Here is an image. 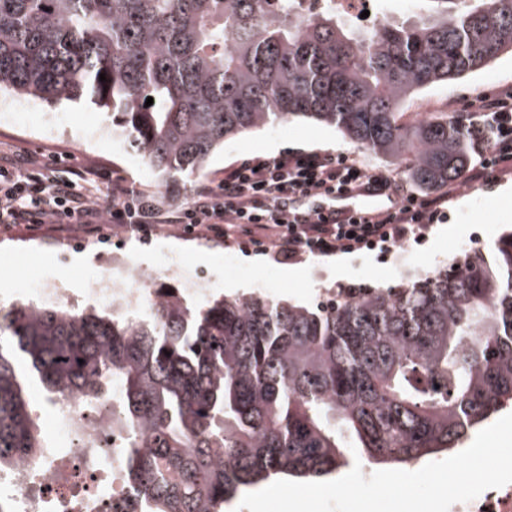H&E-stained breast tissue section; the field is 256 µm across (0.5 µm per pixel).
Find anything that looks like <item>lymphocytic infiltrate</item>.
Masks as SVG:
<instances>
[{
    "label": "lymphocytic infiltrate",
    "instance_id": "lymphocytic-infiltrate-1",
    "mask_svg": "<svg viewBox=\"0 0 512 512\" xmlns=\"http://www.w3.org/2000/svg\"><path fill=\"white\" fill-rule=\"evenodd\" d=\"M475 160L468 184L489 182L512 165V89L482 98L474 121ZM397 196L389 210L360 209L337 219L335 213L299 215L294 201L337 195ZM448 193L416 195L384 172L370 170L329 151L288 152L225 168L223 178L197 186L176 210L114 179L107 194L92 184L91 171L62 175L34 158L0 154V224H99L122 232L150 233L172 226L187 235L272 244L282 256L330 255L377 245H399L445 220Z\"/></svg>",
    "mask_w": 512,
    "mask_h": 512
}]
</instances>
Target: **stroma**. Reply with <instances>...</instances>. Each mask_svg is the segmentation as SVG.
I'll return each mask as SVG.
<instances>
[{"instance_id": "stroma-1", "label": "stroma", "mask_w": 512, "mask_h": 512, "mask_svg": "<svg viewBox=\"0 0 512 512\" xmlns=\"http://www.w3.org/2000/svg\"><path fill=\"white\" fill-rule=\"evenodd\" d=\"M512 87V57L504 55L467 78L419 93L404 107L405 121L417 113L444 112L456 100L484 92L490 95ZM26 112H0V151L25 153L59 169H89L99 192L122 177L142 192L156 196L169 210L179 209L199 183L222 177L229 165L255 157L290 151L321 150L342 153L367 168L383 171L395 181L403 176L373 152L345 141L334 127L309 120L267 126L226 140L205 167L188 180L161 183L140 156L112 126V114L83 99L49 106L30 99ZM512 230V170L499 173L486 185H461L448 200L447 220L432 225L417 242L363 254L304 257L281 262L271 251L254 247L226 248L214 238L182 236L173 231L149 235H115L110 225L81 230L70 224H0V306L29 301V290L39 284L58 283L75 298H83L87 270L96 267L102 252L122 250L130 268L157 270L177 260L183 277H160V284L185 291L187 281H206L208 298L266 297L299 305H314L341 292L395 286L424 275L456 258L461 245L486 250L502 233ZM232 256L237 270L224 269ZM275 270L274 285L263 288L260 275Z\"/></svg>"}]
</instances>
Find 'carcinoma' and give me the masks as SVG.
Returning a JSON list of instances; mask_svg holds the SVG:
<instances>
[{
    "instance_id": "cac0c4a2",
    "label": "carcinoma",
    "mask_w": 512,
    "mask_h": 512,
    "mask_svg": "<svg viewBox=\"0 0 512 512\" xmlns=\"http://www.w3.org/2000/svg\"><path fill=\"white\" fill-rule=\"evenodd\" d=\"M296 2L0 0V92L90 98L168 182L224 139L294 119L335 127L421 190L461 180L465 117L406 123L400 109L512 52V0H414L371 28L332 8L301 19ZM155 295L145 316L0 307V468L43 447L29 378L51 399L114 394L133 512H224L245 487L323 477L353 449L407 464L512 405V231L315 306Z\"/></svg>"
}]
</instances>
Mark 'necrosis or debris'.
Masks as SVG:
<instances>
[{
  "label": "necrosis or debris",
  "mask_w": 512,
  "mask_h": 512,
  "mask_svg": "<svg viewBox=\"0 0 512 512\" xmlns=\"http://www.w3.org/2000/svg\"><path fill=\"white\" fill-rule=\"evenodd\" d=\"M157 272L103 265L90 275L87 295L114 312L151 310ZM49 428L64 432L69 450L45 438L38 454L0 469V500L9 512H124L132 498L123 478L120 440L111 429L112 398L54 399Z\"/></svg>",
  "instance_id": "necrosis-or-debris-1"
}]
</instances>
